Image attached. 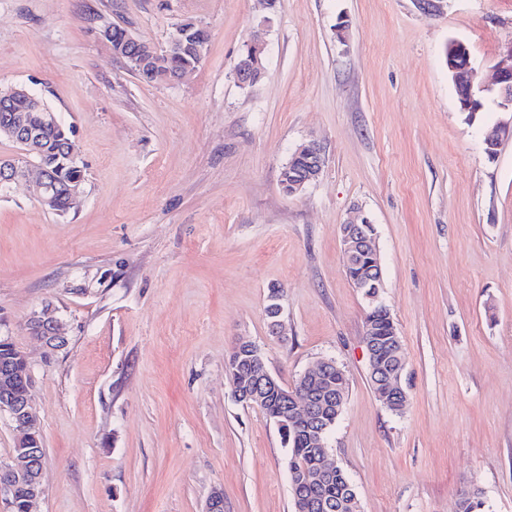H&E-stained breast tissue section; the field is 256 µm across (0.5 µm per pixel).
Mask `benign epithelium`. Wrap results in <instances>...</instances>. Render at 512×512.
I'll return each mask as SVG.
<instances>
[{
  "label": "benign epithelium",
  "mask_w": 512,
  "mask_h": 512,
  "mask_svg": "<svg viewBox=\"0 0 512 512\" xmlns=\"http://www.w3.org/2000/svg\"><path fill=\"white\" fill-rule=\"evenodd\" d=\"M130 42L136 46L130 59L140 66L159 52L157 47L135 37ZM448 71L455 82L462 111H479L480 99L472 82L470 55L464 43H457L453 54L448 58ZM495 84L500 98L499 107L505 112H512V43L504 48L495 66ZM18 100L25 101L29 111L40 112L44 118L57 121L56 114L47 108L43 98L33 90L25 86L0 87V107H8ZM0 133L22 148L20 157L0 158V193L10 189L26 173L33 171L35 176L29 180L31 195L47 208L57 210L51 169L31 159V154L36 152L35 129L27 123L24 115L18 113L12 121L0 127ZM511 133L512 124H500L486 131L483 139L485 152H497L504 137ZM298 159L305 162L304 167H294V161ZM324 161V150L319 142L310 140L300 145L293 153V159L288 161V168L281 174V179L288 185V194L297 195L316 181L322 173ZM340 233L346 265L365 260L369 273L373 274L359 288L364 291L368 300L384 306L380 299L383 271L376 247L374 223L358 206L355 208L354 217L340 225ZM61 327L59 317L49 307L34 313L27 324L29 332L42 337L47 347L52 350L64 343ZM363 343L368 356L369 380L377 399L390 412L402 413L407 404V394L401 384L404 361L398 332L393 329L386 339L380 341L374 338L373 331L367 327L364 329ZM226 372L235 398L247 406L262 405L273 394L280 396L285 410L276 425L301 427L310 444L316 448L318 461L312 470H289L291 485L296 488H323L329 485L339 471V466L328 456V427L331 425L332 415L341 414L346 398V393L329 383L331 374L343 373L336 361L323 359L300 374L301 382L306 383L312 378L323 382L322 389L313 394L295 385L280 386L279 381L267 369L261 350L248 341H241L233 348L226 364ZM0 413L8 414L16 423L18 431L16 452L0 462V506L6 512L13 508L17 488L27 486L30 493L26 498V509L27 512H35L36 503L43 494L41 477L44 460L35 462L29 454V447L37 439L34 431L38 429L32 399L18 403L8 395L1 394ZM331 507L332 503L324 498L313 499L299 495L295 500V512H309L312 508L329 510Z\"/></svg>",
  "instance_id": "obj_1"
}]
</instances>
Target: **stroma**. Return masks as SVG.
I'll list each match as a JSON object with an SVG mask.
<instances>
[{"label": "stroma", "instance_id": "1", "mask_svg": "<svg viewBox=\"0 0 512 512\" xmlns=\"http://www.w3.org/2000/svg\"><path fill=\"white\" fill-rule=\"evenodd\" d=\"M209 33L185 79L147 84L104 25L164 46ZM463 42L481 112H462L445 49ZM260 41L250 87L234 67ZM512 0H0V86L40 94L79 147L60 216L25 182L0 195V336L27 358L46 451L39 512H293L276 425L238 402L226 361L252 342L282 385L333 359L348 396L328 440L361 512H456L462 487L512 512V121L492 88ZM325 152L296 196L301 143ZM376 228L380 290L408 401L368 381V303L340 226ZM281 289L280 335L265 308ZM56 310L48 352L26 323ZM288 161V169H284L281 174V183L288 185V195L294 196L303 192L308 185L316 181L322 173L324 167V150L322 145L314 140H310L300 145L292 154ZM303 160V168L294 167L296 160Z\"/></svg>", "mask_w": 512, "mask_h": 512}]
</instances>
